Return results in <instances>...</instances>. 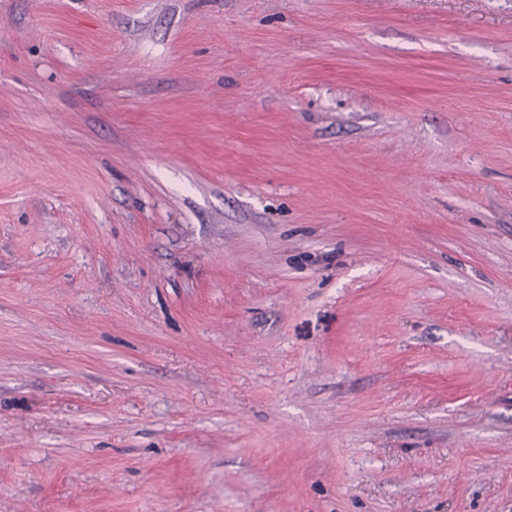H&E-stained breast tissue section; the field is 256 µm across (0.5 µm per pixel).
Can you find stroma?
<instances>
[{"mask_svg": "<svg viewBox=\"0 0 512 512\" xmlns=\"http://www.w3.org/2000/svg\"><path fill=\"white\" fill-rule=\"evenodd\" d=\"M0 512H512V0H0Z\"/></svg>", "mask_w": 512, "mask_h": 512, "instance_id": "stroma-1", "label": "stroma"}]
</instances>
